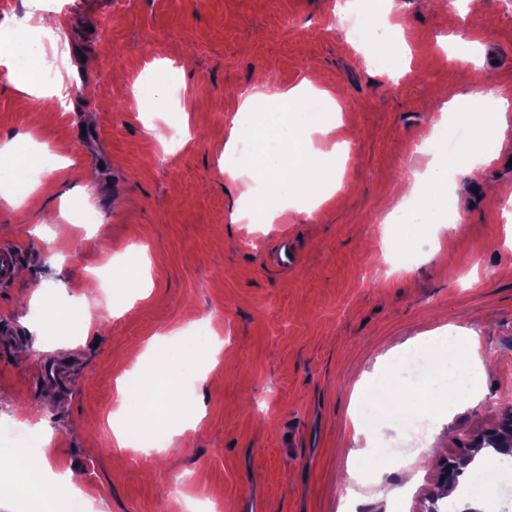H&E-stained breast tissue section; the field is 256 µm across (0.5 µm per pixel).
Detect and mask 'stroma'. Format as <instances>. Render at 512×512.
Instances as JSON below:
<instances>
[{
  "instance_id": "35a3bbf8",
  "label": "stroma",
  "mask_w": 512,
  "mask_h": 512,
  "mask_svg": "<svg viewBox=\"0 0 512 512\" xmlns=\"http://www.w3.org/2000/svg\"><path fill=\"white\" fill-rule=\"evenodd\" d=\"M412 60L398 84L373 75L350 30L329 29L331 0H0V47L16 45L19 25L43 52V67L64 57L65 107L42 108L0 68V143L31 135L66 170L42 174L27 190L42 200L0 198V244L15 246L26 277L0 285V425L12 406L36 410L49 444L30 436L52 472L82 473L92 512H189L219 500L223 512H349L348 471L360 468L364 436L350 416L356 390L387 376L385 353L449 327L474 331L485 366L482 394L454 411L429 414L424 439L395 424L388 448H413L402 512H421L443 456L495 423L512 391V111L505 143L477 181L463 180V221L419 238L414 266L385 257L380 199L425 168L417 152L445 107L447 90L472 87L512 97V0H395ZM55 27L34 28L35 14ZM481 46L477 63L450 57V35ZM168 60L163 78L174 100L143 112L129 105L133 78ZM314 74L336 79L347 142L348 186L312 213L287 211L271 224L235 223L252 193L248 177L229 180L224 147L239 92L266 82L282 89ZM189 127L188 140L165 148L152 127ZM99 167L102 190L81 172ZM98 209L97 224L73 221L60 196ZM289 242L297 262L274 256ZM147 245L153 291L126 304L132 281L93 287L112 245ZM85 300L92 334L62 344L72 324L36 340L41 318L30 307L36 284ZM208 323L224 349L199 358L180 381L195 426L179 456L117 448L112 436L117 378L129 375L132 350L173 334L185 349L193 322ZM56 365L63 380L42 382ZM497 456L476 455L440 500V512H492L477 478ZM397 468L362 470L363 512H390ZM182 485L172 494L174 485Z\"/></svg>"
}]
</instances>
